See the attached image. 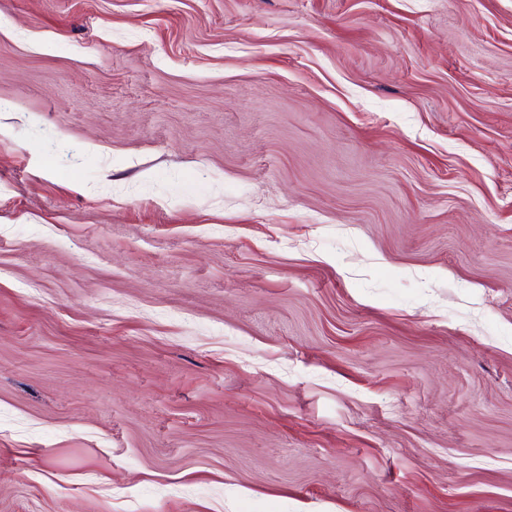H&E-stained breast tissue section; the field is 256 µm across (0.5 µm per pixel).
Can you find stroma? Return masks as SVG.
I'll use <instances>...</instances> for the list:
<instances>
[{
	"mask_svg": "<svg viewBox=\"0 0 512 512\" xmlns=\"http://www.w3.org/2000/svg\"><path fill=\"white\" fill-rule=\"evenodd\" d=\"M0 512H512V0H0Z\"/></svg>",
	"mask_w": 512,
	"mask_h": 512,
	"instance_id": "35a3bbf8",
	"label": "stroma"
}]
</instances>
